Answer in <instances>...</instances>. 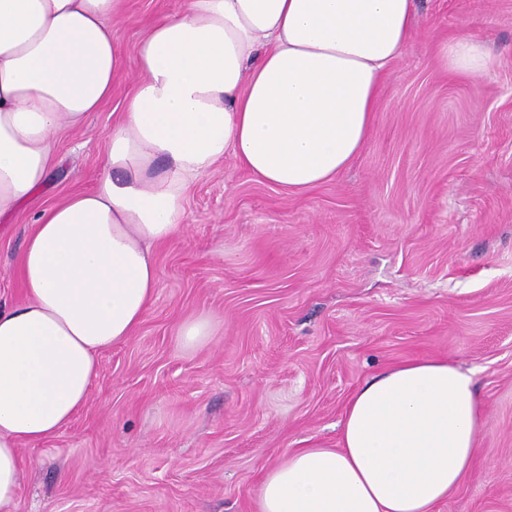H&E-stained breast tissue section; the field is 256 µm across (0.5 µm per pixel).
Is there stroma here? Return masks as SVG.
Returning <instances> with one entry per match:
<instances>
[{
	"label": "stroma",
	"instance_id": "stroma-1",
	"mask_svg": "<svg viewBox=\"0 0 512 512\" xmlns=\"http://www.w3.org/2000/svg\"><path fill=\"white\" fill-rule=\"evenodd\" d=\"M185 0H123L111 96L56 139L47 184L0 222V304L23 302L20 257L40 211L90 190L138 78L135 50ZM491 76L440 67L460 31ZM186 232L154 250L159 283L134 336L101 354L89 400L23 446L13 512H257L262 470L336 447L345 407L414 358L475 371L485 448L435 512H512V0H417L369 138L335 180L295 195L232 158L200 175ZM216 333L181 346L186 318Z\"/></svg>",
	"mask_w": 512,
	"mask_h": 512
}]
</instances>
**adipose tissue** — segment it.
<instances>
[{"instance_id": "1", "label": "adipose tissue", "mask_w": 512, "mask_h": 512, "mask_svg": "<svg viewBox=\"0 0 512 512\" xmlns=\"http://www.w3.org/2000/svg\"><path fill=\"white\" fill-rule=\"evenodd\" d=\"M122 0H0V219L45 185L64 128L112 92L122 57L108 18ZM415 0H186L151 25L138 79L92 190L41 212L0 306V512L23 445L52 438L87 403L98 356L134 335L153 299V247L185 230L197 177L232 156L300 193L364 148L384 77L409 45ZM444 68L489 76L495 59L460 32ZM475 374L408 361L367 380L340 446L268 468L259 512H434L483 456Z\"/></svg>"}]
</instances>
